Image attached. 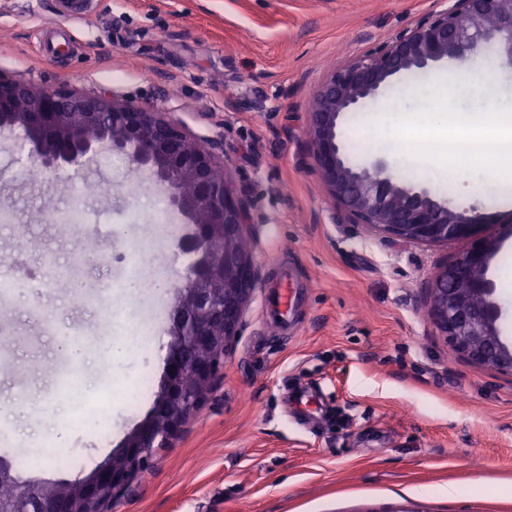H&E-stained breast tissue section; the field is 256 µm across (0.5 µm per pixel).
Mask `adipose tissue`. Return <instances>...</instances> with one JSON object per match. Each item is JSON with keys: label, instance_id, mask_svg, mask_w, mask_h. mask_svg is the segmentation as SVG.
<instances>
[{"label": "adipose tissue", "instance_id": "obj_1", "mask_svg": "<svg viewBox=\"0 0 512 512\" xmlns=\"http://www.w3.org/2000/svg\"><path fill=\"white\" fill-rule=\"evenodd\" d=\"M456 85L454 76L444 74L432 84V107L424 112L397 113L389 104H381L375 112L351 132L361 142L391 141L405 152L416 155L423 165L435 162L432 153L421 147L417 136L427 132L439 142L479 140L496 141L512 128L511 112H458L450 105Z\"/></svg>", "mask_w": 512, "mask_h": 512}]
</instances>
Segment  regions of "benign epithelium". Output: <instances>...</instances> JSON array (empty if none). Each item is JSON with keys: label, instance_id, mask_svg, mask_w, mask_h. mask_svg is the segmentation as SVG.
I'll list each match as a JSON object with an SVG mask.
<instances>
[{"label": "benign epithelium", "instance_id": "7a95c632", "mask_svg": "<svg viewBox=\"0 0 512 512\" xmlns=\"http://www.w3.org/2000/svg\"><path fill=\"white\" fill-rule=\"evenodd\" d=\"M496 46L512 63V0H455L331 71L307 107V150L328 195L357 224L410 242L462 241L422 288L436 334L464 361L512 378V341L502 336V307L489 275L512 226L460 207L429 189L396 179L384 159L349 162L341 139L346 114L377 99L410 70L461 62ZM20 132L29 162L48 173L90 168L121 155L165 195L184 218L175 247L189 256L170 310L166 355L151 410L119 448L84 475L53 481L56 495L38 512H105L130 492L131 480L172 448L187 418L212 386L240 335L248 299L259 283L250 249L252 217L209 148L146 103L105 91L85 94L65 85L36 87L0 73V135ZM0 483L19 500L32 488L0 463Z\"/></svg>", "mask_w": 512, "mask_h": 512}]
</instances>
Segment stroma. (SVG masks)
<instances>
[{
	"instance_id": "1",
	"label": "stroma",
	"mask_w": 512,
	"mask_h": 512,
	"mask_svg": "<svg viewBox=\"0 0 512 512\" xmlns=\"http://www.w3.org/2000/svg\"><path fill=\"white\" fill-rule=\"evenodd\" d=\"M453 0H94L78 19L62 20L56 0H0V71L42 85L68 82L93 93L156 104L211 145L244 195L253 219L250 248L262 282L241 334L203 406L174 448L137 475L131 495L109 512H512V379L459 360L439 339L420 301L423 280L462 244L390 241L335 208L305 155L306 109L322 80L340 65ZM65 26L72 53L47 59L40 33ZM439 69L403 78L383 93L395 111H425ZM460 112L512 111V65L488 82L458 81ZM362 113L342 131L352 162L381 157L403 181L426 186L488 215H512V193L490 196L495 179L442 168L387 141L350 138ZM123 157L31 181L14 140L0 141V276L58 272L76 254L97 249L81 292L46 288L39 308L0 301V408L21 440L0 442V458L23 478L73 479L118 448L151 409L162 373L174 294L159 287L180 267L171 244L155 240L153 203L136 195ZM107 180L112 193L97 196ZM82 194L92 235L78 239L46 221ZM37 244L14 249L17 228ZM146 257L144 286L131 293L128 253ZM298 299L287 333L269 325L268 300L282 272ZM491 275L512 338V237ZM99 297L82 305L78 295ZM113 317V326L102 325ZM82 327L112 350L111 366L94 349L74 363L57 336L58 321ZM145 323L149 340L117 343ZM73 370L81 395L100 394L106 434L76 422L60 396V374ZM149 387H141L142 376ZM305 387L327 417L295 424L289 391ZM460 492L451 497L448 485Z\"/></svg>"
}]
</instances>
